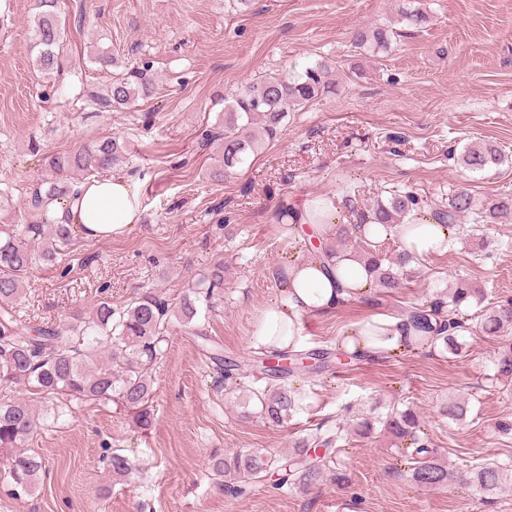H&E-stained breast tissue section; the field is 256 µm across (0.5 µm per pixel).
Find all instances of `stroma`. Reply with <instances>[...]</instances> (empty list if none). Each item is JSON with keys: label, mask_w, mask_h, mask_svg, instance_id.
<instances>
[{"label": "stroma", "mask_w": 512, "mask_h": 512, "mask_svg": "<svg viewBox=\"0 0 512 512\" xmlns=\"http://www.w3.org/2000/svg\"><path fill=\"white\" fill-rule=\"evenodd\" d=\"M419 7L427 27H400L376 59L354 45L358 28L393 22L399 7ZM33 0H0V188L22 206L42 174V155L118 134L136 153L132 179L141 223L111 240L77 234L55 264L25 280L17 315L55 326L100 298L122 307L153 289L177 299L198 274L223 261L224 301L201 327L209 343L172 326L152 370L155 420L137 429L114 403H71L29 440L46 470L37 488L14 494L0 457V512H512V492L489 497L456 483L418 488L400 473L397 448L380 434L353 438L335 474L311 493L256 484L246 497L225 492L209 468L216 452L286 454L316 424L372 418L394 406L420 412L430 440L456 470L512 457V388L492 387L500 343L466 332L467 351L448 358L421 349L356 360L309 384L287 423L265 422L255 407L224 391L210 355L251 363L250 342L263 311L280 294L275 269L302 255L301 238L281 232L283 207L335 194L362 203L410 191L428 208L457 188L483 200L512 195V165L472 172L464 147L493 141L512 155V0H63L71 47L63 81L72 103H45L30 53ZM105 49L120 64L149 59L155 95L129 112L93 113L76 95L102 80L90 61ZM330 64L334 95L289 113L274 142L242 171L217 182L202 127L245 85L275 71ZM474 235L458 226L447 252L420 261L404 288L373 290L327 315L301 322L302 348L338 347L372 315L437 297L463 279L487 301L512 298V221ZM471 398L470 420L449 421V393ZM122 449L136 471L107 484V449Z\"/></svg>", "instance_id": "obj_1"}]
</instances>
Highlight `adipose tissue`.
<instances>
[{
	"instance_id": "1",
	"label": "adipose tissue",
	"mask_w": 512,
	"mask_h": 512,
	"mask_svg": "<svg viewBox=\"0 0 512 512\" xmlns=\"http://www.w3.org/2000/svg\"><path fill=\"white\" fill-rule=\"evenodd\" d=\"M342 210V201L321 195L304 204L302 222L326 239L335 235ZM44 215L52 222L70 219L92 238H117L141 219L139 193L129 180L103 176L84 184L79 197L52 203ZM449 235L446 226L427 217L415 236L405 238L404 246L414 256L428 257L447 251ZM285 272L278 303L264 311L253 334L254 350L291 348L302 317L330 313L343 302L367 296L373 286L364 266L350 256L329 271L318 262L297 258ZM407 335L403 319L374 317L360 323L356 335L344 337L341 347L359 358L376 359L404 349Z\"/></svg>"
}]
</instances>
